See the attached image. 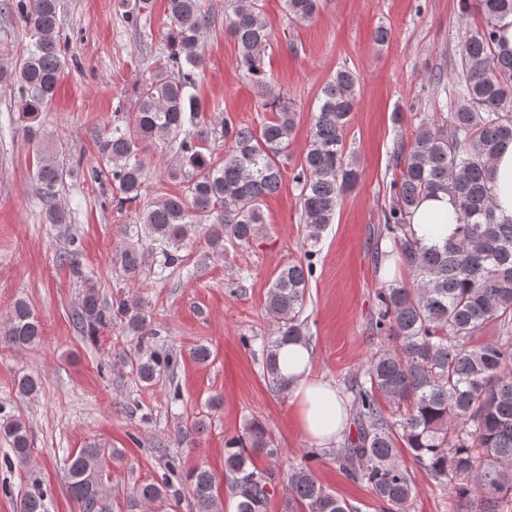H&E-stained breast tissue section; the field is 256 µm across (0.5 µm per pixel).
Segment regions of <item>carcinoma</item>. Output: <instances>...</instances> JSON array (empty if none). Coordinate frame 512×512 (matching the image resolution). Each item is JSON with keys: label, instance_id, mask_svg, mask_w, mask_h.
<instances>
[{"label": "carcinoma", "instance_id": "carcinoma-1", "mask_svg": "<svg viewBox=\"0 0 512 512\" xmlns=\"http://www.w3.org/2000/svg\"><path fill=\"white\" fill-rule=\"evenodd\" d=\"M167 54L137 85L131 110L115 120L95 141L103 166L88 171L90 180L115 189V206L123 212L138 205L136 217L119 226L120 242L112 263L125 280L136 284L147 275L176 270L184 262L183 242L206 227L215 251L224 242L248 244L264 223L265 198L283 184L280 156L296 126L292 102L275 89L266 69L271 33L259 0H224L225 31L238 46V67L251 82L264 109L277 117L256 132L231 123L218 107L195 93L204 64L206 34L214 16L204 0H169ZM485 18L480 29L465 31L459 43L461 70L448 117L422 124L411 148L397 145L402 171L393 184L378 238L388 249L376 252V267L397 258L410 275L407 282L387 280L377 292L372 331L380 338L351 386L357 436L336 450L345 475L365 484L387 512H406L417 488L402 454L454 500V512H512V219L496 215L491 161L512 142V53L496 52L497 23L512 15V0H476ZM122 17L136 32L146 27L151 0H117ZM288 15L306 20L318 0H285ZM0 8L15 15L30 33L22 62L0 64V82L17 89L19 119L28 134L41 135V114L56 95L65 65L60 33V0H3ZM358 78L343 67L324 84L319 108L300 170L301 221L306 241L315 244L333 222L342 197L359 182L357 160L345 153L344 131L351 121ZM229 139L224 160L213 161L210 144ZM171 152L164 174L184 185L185 195L144 203L149 182V151ZM55 147L42 156L35 173L47 224L67 223L56 196L66 179L77 175L81 160L63 161ZM451 195L457 209L456 233L443 243L424 245L409 234L420 203L438 194ZM78 238L69 240L67 260L82 278V294L71 318L88 336L118 316L137 337L135 350L119 357L142 383L170 370L173 357L144 349L156 335L137 298L108 303L97 284L82 276L76 257ZM312 266L291 263L280 269L269 288L265 311L272 329L262 345V373L278 394H288V380L278 367L280 349L307 344L301 319ZM490 327L494 335L482 340ZM42 326L29 304L14 303L0 327V340L18 349L37 344ZM22 396L40 390L31 375L17 379ZM0 436L12 461L30 459L25 423L0 418ZM271 462L281 457L266 426L255 418L243 432L225 441L224 475L237 512H267L274 496V473L260 468L252 455ZM117 455L89 446L67 457L70 496L81 512H110L103 462ZM288 470L284 512H361L315 476L310 462ZM198 512H224L216 476L198 467L185 479ZM180 495L170 478L141 484L125 500L126 512ZM20 512H46L43 495L28 494Z\"/></svg>", "mask_w": 512, "mask_h": 512}]
</instances>
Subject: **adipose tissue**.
Returning a JSON list of instances; mask_svg holds the SVG:
<instances>
[{
  "mask_svg": "<svg viewBox=\"0 0 512 512\" xmlns=\"http://www.w3.org/2000/svg\"><path fill=\"white\" fill-rule=\"evenodd\" d=\"M496 213L512 218V143L492 162ZM455 205L450 196L441 194L424 200L411 218V230L421 243L443 242L454 235ZM279 368L290 383L289 394L294 405L298 428L314 445L332 447L347 425V412L334 385L312 372L309 348L300 344L283 347Z\"/></svg>",
  "mask_w": 512,
  "mask_h": 512,
  "instance_id": "adipose-tissue-1",
  "label": "adipose tissue"
}]
</instances>
